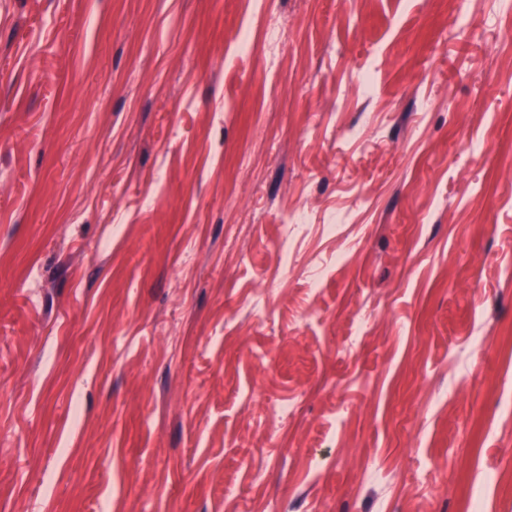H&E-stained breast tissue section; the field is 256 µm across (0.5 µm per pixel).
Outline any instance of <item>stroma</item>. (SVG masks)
<instances>
[{"instance_id": "35a3bbf8", "label": "stroma", "mask_w": 512, "mask_h": 512, "mask_svg": "<svg viewBox=\"0 0 512 512\" xmlns=\"http://www.w3.org/2000/svg\"><path fill=\"white\" fill-rule=\"evenodd\" d=\"M0 512H512V0H0Z\"/></svg>"}]
</instances>
